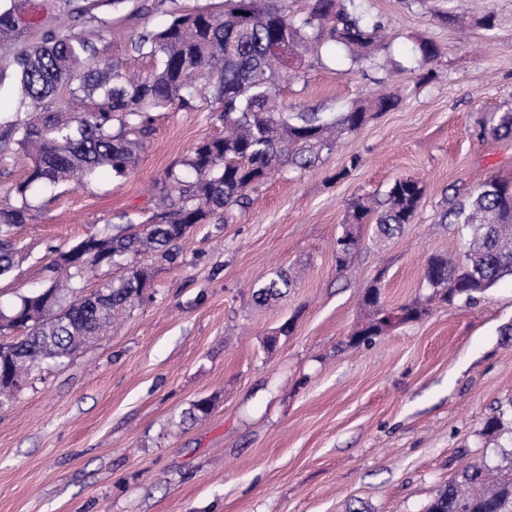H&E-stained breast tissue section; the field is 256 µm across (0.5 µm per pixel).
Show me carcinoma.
<instances>
[{
  "label": "carcinoma",
  "instance_id": "cac0c4a2",
  "mask_svg": "<svg viewBox=\"0 0 512 512\" xmlns=\"http://www.w3.org/2000/svg\"><path fill=\"white\" fill-rule=\"evenodd\" d=\"M385 23L357 0H307L304 12L288 14L274 0H223L216 10L185 8L133 41L134 52L153 63L144 76L102 58L82 33L24 25L20 6H0V54L17 84L14 111L0 114V163L21 153L30 161L25 178L12 185L15 203L0 208V281L18 266L13 229L31 218L32 196L43 189L81 186L101 176L124 178L137 166L152 133L154 113L183 109L200 96L224 125V133L196 144L167 169L160 202L138 233L121 229L90 235L74 262L55 256L48 283L0 310V334L21 330L18 342L0 343V409L13 404L12 380L30 379L48 362L62 363L100 333L112 328L142 302L140 289L151 286L152 272L134 260L146 254L173 257L197 224L222 220L234 205L250 200L272 175L307 170L332 153L342 136L357 131L372 112H387L398 98L381 93L366 105L341 112L295 110L280 98L282 84L299 76L306 58L332 42L352 65L375 62ZM441 54L432 41L408 51L414 69L424 71ZM479 136L512 137V106L482 121ZM424 195L412 176L394 179L384 190L354 201L344 231L357 233L373 224L383 238L411 223ZM442 220L467 233L463 257H430L423 281L442 299L470 304L504 278L512 279V181L496 175L465 198L449 201ZM128 265L119 280H108L74 299L59 275L82 287L84 274ZM293 280L284 272L253 287L260 306L288 295ZM363 301L369 321L349 343L369 346L375 337L427 314L419 302L389 308L372 283ZM209 397L193 401L179 426L211 412ZM502 463L465 470L442 489L425 512H509L512 507V451Z\"/></svg>",
  "mask_w": 512,
  "mask_h": 512
}]
</instances>
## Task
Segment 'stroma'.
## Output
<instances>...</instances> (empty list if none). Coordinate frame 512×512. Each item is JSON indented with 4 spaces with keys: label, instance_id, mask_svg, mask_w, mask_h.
Masks as SVG:
<instances>
[{
    "label": "stroma",
    "instance_id": "35a3bbf8",
    "mask_svg": "<svg viewBox=\"0 0 512 512\" xmlns=\"http://www.w3.org/2000/svg\"><path fill=\"white\" fill-rule=\"evenodd\" d=\"M221 0H130L100 6L112 32L27 0L26 24L89 34L100 56L146 73L131 48L168 12ZM465 0H362L381 17V68L350 66L325 45L281 90L289 106L335 112L387 89L398 106L368 118L316 167L274 174L223 222L199 224L173 262L150 261L152 296L89 346L33 375L0 410V512H425L449 481L475 464L497 465L512 433L483 436L488 417L512 412V282L476 303L432 299L427 259L463 251L460 226L441 215L488 176L512 180V138H480V118L512 104V0H489L497 26L470 14L444 25ZM442 53L433 77L406 62L418 40ZM223 126L204 100L159 112L126 178L58 187L34 201L16 243L24 258L0 283V307L41 287L55 251L109 227L139 224L160 180ZM358 165H351V158ZM402 176L423 180L412 223L382 239L362 227L347 271L336 239L349 204ZM297 282L261 307L251 285L275 271ZM378 284L387 304L429 300L420 320L367 347L348 346ZM295 328L273 351L264 340ZM201 397L210 415L177 429Z\"/></svg>",
    "mask_w": 512,
    "mask_h": 512
}]
</instances>
